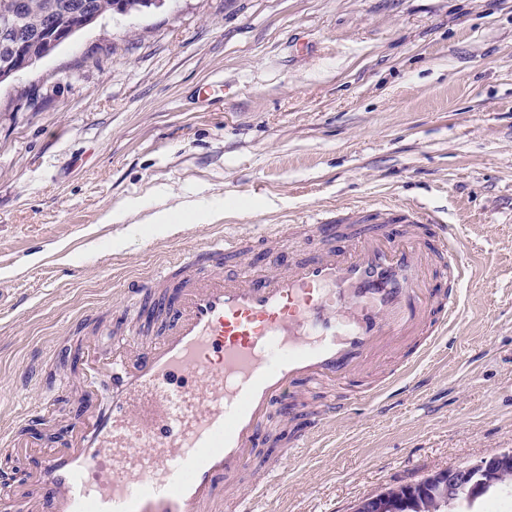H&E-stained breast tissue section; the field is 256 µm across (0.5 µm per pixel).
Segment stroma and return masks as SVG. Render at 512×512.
Here are the masks:
<instances>
[{"mask_svg": "<svg viewBox=\"0 0 512 512\" xmlns=\"http://www.w3.org/2000/svg\"><path fill=\"white\" fill-rule=\"evenodd\" d=\"M421 206L472 260L460 327L390 411L357 403L257 512H351L430 472L512 448V0H162L104 15L0 83V428L69 378L57 447L104 405L76 346L107 351L123 288L183 249L351 208ZM211 213L181 225L186 207ZM166 210L172 223L152 217ZM280 463L260 446L224 485Z\"/></svg>", "mask_w": 512, "mask_h": 512, "instance_id": "obj_1", "label": "stroma"}]
</instances>
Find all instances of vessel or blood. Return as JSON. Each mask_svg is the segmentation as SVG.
<instances>
[{
  "mask_svg": "<svg viewBox=\"0 0 512 512\" xmlns=\"http://www.w3.org/2000/svg\"><path fill=\"white\" fill-rule=\"evenodd\" d=\"M265 236L289 238L282 224ZM292 241L302 258L283 267L268 252L262 274L226 273L242 247L233 235L128 283L124 309L132 312L181 277L156 341L123 335L108 353L89 349L86 380L107 377L112 393L75 440L26 453L43 512H212L289 392L325 389L293 458L356 400L383 405L385 389L353 387L376 349L447 335L461 320L470 258L454 228L429 214L386 202L373 222L320 219Z\"/></svg>",
  "mask_w": 512,
  "mask_h": 512,
  "instance_id": "1",
  "label": "vessel or blood"
}]
</instances>
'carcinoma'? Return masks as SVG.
<instances>
[{
	"label": "carcinoma",
	"instance_id": "1",
	"mask_svg": "<svg viewBox=\"0 0 512 512\" xmlns=\"http://www.w3.org/2000/svg\"><path fill=\"white\" fill-rule=\"evenodd\" d=\"M22 22L26 52L42 58L41 39L49 29L50 18L86 9L96 16L127 14L133 9L148 8L157 0H25ZM483 497L512 493V473L503 472L490 463L482 468ZM391 499L382 503L385 512H465L472 503L461 498L450 499L448 490L440 489L424 477L414 483L387 488Z\"/></svg>",
	"mask_w": 512,
	"mask_h": 512
}]
</instances>
